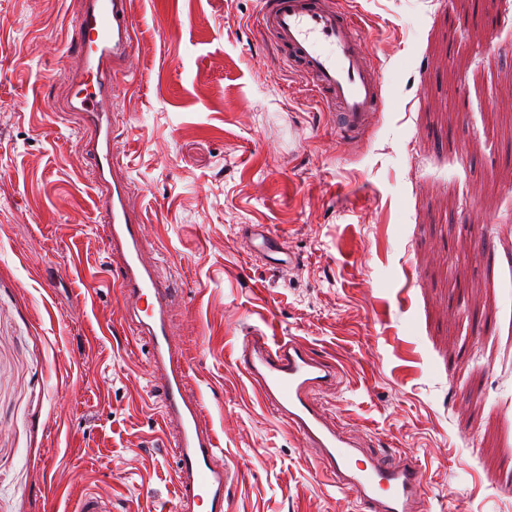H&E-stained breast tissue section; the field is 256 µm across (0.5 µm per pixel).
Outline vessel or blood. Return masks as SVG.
Instances as JSON below:
<instances>
[{
	"instance_id": "1",
	"label": "vessel or blood",
	"mask_w": 512,
	"mask_h": 512,
	"mask_svg": "<svg viewBox=\"0 0 512 512\" xmlns=\"http://www.w3.org/2000/svg\"><path fill=\"white\" fill-rule=\"evenodd\" d=\"M261 27L283 48V63L334 113L338 140L361 136L376 116L380 80L357 17L335 0H263ZM135 28L132 0H81L71 23L70 47L78 64L68 78L73 93L67 109L79 116L107 253L121 271L123 312L149 342L160 411L172 429L168 446L176 461L179 512H230L231 472L217 461V437L199 399L188 394V370L172 344L175 290L146 259L142 217L131 207L127 183L115 173L112 93L132 64ZM239 361L272 413L316 450L337 484L369 512H419L425 483L420 464L365 454L318 405L315 394L337 380L338 365L318 358L299 337L276 342L260 333L246 337ZM72 512H112V502L88 491L74 501Z\"/></svg>"
}]
</instances>
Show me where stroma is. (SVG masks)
<instances>
[{"mask_svg": "<svg viewBox=\"0 0 512 512\" xmlns=\"http://www.w3.org/2000/svg\"><path fill=\"white\" fill-rule=\"evenodd\" d=\"M261 0H132L112 99L173 340L239 478L231 512H364L236 361L255 331L339 363L321 396L368 452L416 459L426 512H512V0H339L382 112L352 144L262 33ZM0 0V512H174L149 347L120 322L85 176L69 23ZM265 226L296 255L250 249ZM73 512H112V501L94 491H87L73 502Z\"/></svg>", "mask_w": 512, "mask_h": 512, "instance_id": "1", "label": "stroma"}]
</instances>
